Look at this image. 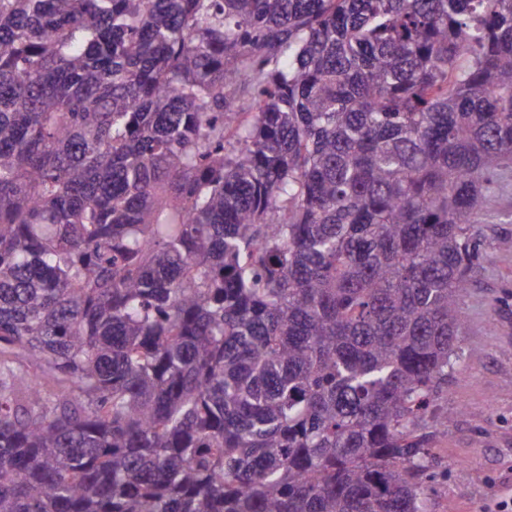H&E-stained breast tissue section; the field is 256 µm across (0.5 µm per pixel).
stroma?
I'll use <instances>...</instances> for the list:
<instances>
[{
    "label": "stroma",
    "mask_w": 512,
    "mask_h": 512,
    "mask_svg": "<svg viewBox=\"0 0 512 512\" xmlns=\"http://www.w3.org/2000/svg\"><path fill=\"white\" fill-rule=\"evenodd\" d=\"M490 213L472 227L480 250L459 305L458 358L428 419L429 512H488L512 499V193L494 194Z\"/></svg>",
    "instance_id": "1"
}]
</instances>
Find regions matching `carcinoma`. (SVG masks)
<instances>
[{
  "label": "carcinoma",
  "instance_id": "obj_1",
  "mask_svg": "<svg viewBox=\"0 0 512 512\" xmlns=\"http://www.w3.org/2000/svg\"><path fill=\"white\" fill-rule=\"evenodd\" d=\"M510 173L512 0H0V512H429Z\"/></svg>",
  "mask_w": 512,
  "mask_h": 512
}]
</instances>
